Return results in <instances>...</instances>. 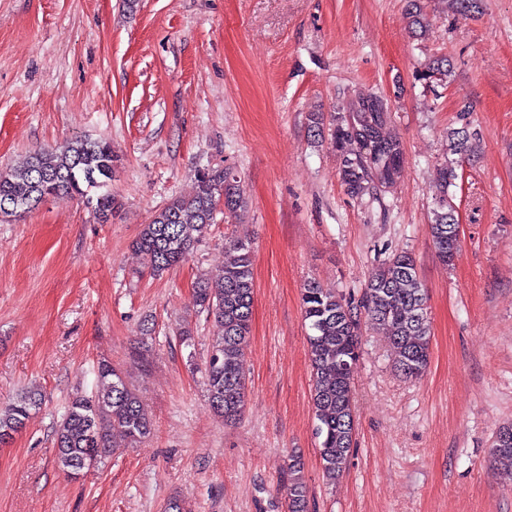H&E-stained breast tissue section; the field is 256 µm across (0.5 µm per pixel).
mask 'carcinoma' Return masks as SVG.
Listing matches in <instances>:
<instances>
[{
  "mask_svg": "<svg viewBox=\"0 0 512 512\" xmlns=\"http://www.w3.org/2000/svg\"><path fill=\"white\" fill-rule=\"evenodd\" d=\"M405 16L414 36H426L430 20L422 0H407ZM446 57H435L417 70L416 78L430 86L448 75ZM313 138L326 141L340 158V174L349 195L362 197L392 187L404 163L401 137L390 128L387 103L378 94L358 90L342 110L330 117L309 114ZM450 154L464 159L472 152L474 134L462 127L450 133ZM112 145L103 139L76 137L58 148L33 151L25 163L0 173V203L17 212L43 197L84 196L96 193L94 212L101 224L112 221L116 201L98 181H112ZM454 163L439 169L437 205L429 225L439 260L451 265L448 239L459 237L455 207L448 201L454 184ZM246 208L243 184L230 168L198 173L192 194L171 199L155 211L132 242L134 250L149 258L152 274L160 276L185 262L200 234L224 213V222L237 224ZM253 250L238 237L224 242V266L211 278L202 275L193 283L196 306L212 316L221 336L212 342L205 367L209 405L224 421L243 413L247 376L244 357L249 345L254 302ZM302 308L311 334L308 356L313 375L312 405L315 434L326 481L335 483L345 472L353 447V377L361 357L362 325L389 336L394 368L407 379H419L427 370L431 328L427 292L412 254L390 255L368 276L362 298L310 282L302 293ZM42 403V394L31 389L0 410V443H6L26 425ZM153 422L137 394L109 363L98 368L94 393L79 395L68 403L54 430L58 461L70 469L94 456L102 462L115 453L112 437L118 433L136 443L152 431ZM495 462H512V424L502 426L492 445ZM303 463L288 465V512H308V488L302 477Z\"/></svg>",
  "mask_w": 512,
  "mask_h": 512,
  "instance_id": "1",
  "label": "carcinoma"
}]
</instances>
